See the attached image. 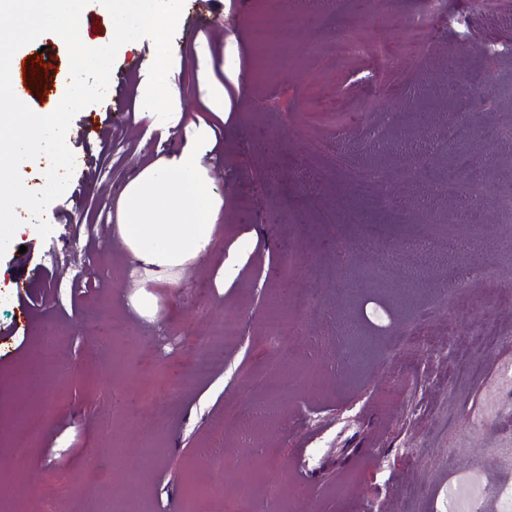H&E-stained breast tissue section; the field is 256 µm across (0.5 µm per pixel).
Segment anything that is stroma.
Masks as SVG:
<instances>
[{
    "mask_svg": "<svg viewBox=\"0 0 512 512\" xmlns=\"http://www.w3.org/2000/svg\"><path fill=\"white\" fill-rule=\"evenodd\" d=\"M413 2L311 10L288 48L265 54L248 12L184 0L168 79L188 114L209 116L214 87L227 92L224 150L209 160L223 228L179 283L155 285L153 321L130 302L134 260L111 218L124 184L181 132L143 106L153 41L121 47L111 79L125 94L73 119L67 144L87 163L45 212L51 234L17 208L29 229L0 256V512H68L75 498L84 512H448L459 483L507 512L512 218L496 199L512 190V145L472 122L468 92L499 90L487 125L512 118V0H445L410 53ZM341 35L356 46L344 65L314 51ZM492 42L504 50L491 59ZM37 58L68 76L65 44L45 34L14 55L12 78ZM462 157L465 182L445 188ZM347 167L386 181L362 191ZM459 223L472 230L459 248L424 250ZM224 250L246 260L218 288ZM228 316L238 340L191 374ZM105 318L119 347L97 338ZM271 320L290 326L278 349ZM50 327L66 356L53 373L39 357ZM276 379L279 412L241 433L238 415Z\"/></svg>",
    "mask_w": 512,
    "mask_h": 512,
    "instance_id": "obj_1",
    "label": "stroma"
}]
</instances>
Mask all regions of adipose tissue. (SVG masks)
I'll return each mask as SVG.
<instances>
[{
	"instance_id": "1",
	"label": "adipose tissue",
	"mask_w": 512,
	"mask_h": 512,
	"mask_svg": "<svg viewBox=\"0 0 512 512\" xmlns=\"http://www.w3.org/2000/svg\"><path fill=\"white\" fill-rule=\"evenodd\" d=\"M209 108V120L175 113L174 122L183 125L178 146L140 169L117 198L113 229L139 277L132 303L148 317L158 312L148 284L176 279L209 254L224 213V198L213 188L207 160L220 148L213 120L226 110L225 89L213 92Z\"/></svg>"
}]
</instances>
